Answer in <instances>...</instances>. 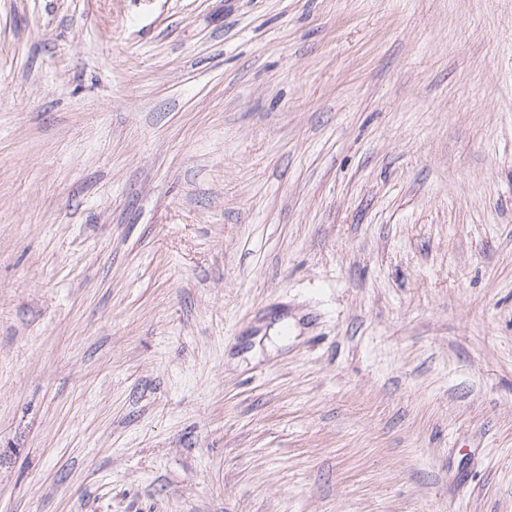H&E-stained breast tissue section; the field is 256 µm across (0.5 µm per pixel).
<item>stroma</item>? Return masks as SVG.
<instances>
[{"label": "stroma", "instance_id": "obj_1", "mask_svg": "<svg viewBox=\"0 0 512 512\" xmlns=\"http://www.w3.org/2000/svg\"><path fill=\"white\" fill-rule=\"evenodd\" d=\"M0 512H512V0H0Z\"/></svg>", "mask_w": 512, "mask_h": 512}]
</instances>
